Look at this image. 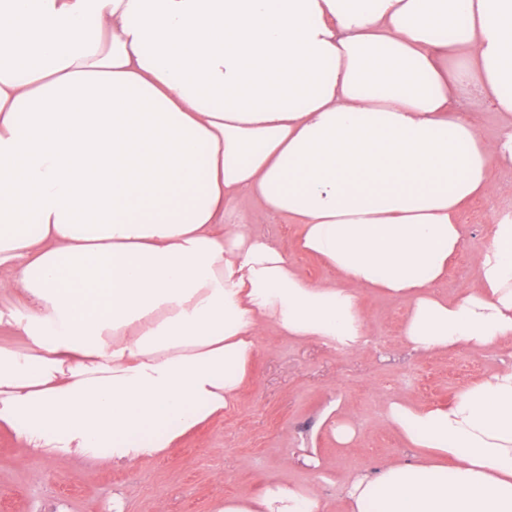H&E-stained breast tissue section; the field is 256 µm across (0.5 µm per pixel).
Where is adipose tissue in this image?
I'll return each mask as SVG.
<instances>
[{
    "instance_id": "1",
    "label": "adipose tissue",
    "mask_w": 512,
    "mask_h": 512,
    "mask_svg": "<svg viewBox=\"0 0 512 512\" xmlns=\"http://www.w3.org/2000/svg\"><path fill=\"white\" fill-rule=\"evenodd\" d=\"M494 165L512 0H0V324L24 341L0 346V430L152 459L234 405L266 324L353 349L365 289L408 304L421 353L512 344V218L478 290L436 293ZM271 213L336 281L254 233ZM386 420L416 459L357 476L348 512H512V367ZM223 512L324 504L273 485ZM466 108L470 112H480L483 134L487 138L494 139L497 137L502 121L491 105L487 102L471 100L466 104Z\"/></svg>"
}]
</instances>
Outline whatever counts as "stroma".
Segmentation results:
<instances>
[{
    "label": "stroma",
    "instance_id": "obj_1",
    "mask_svg": "<svg viewBox=\"0 0 512 512\" xmlns=\"http://www.w3.org/2000/svg\"><path fill=\"white\" fill-rule=\"evenodd\" d=\"M491 180L492 194L460 213L466 238L438 288L442 295L475 287L474 258L491 224L512 215V170L492 168ZM256 230L306 279H334V271L296 249L299 227L288 218L271 216ZM361 306L366 336L351 353L267 326L235 404L148 461L117 467L91 453L24 448L0 432V512H220L225 499H247L273 484L315 488L329 512H346L354 475L412 458L385 419L391 400L444 404L512 366V347L414 352L404 338L405 302L368 293ZM340 419L356 428L345 447L333 435Z\"/></svg>",
    "mask_w": 512,
    "mask_h": 512
}]
</instances>
